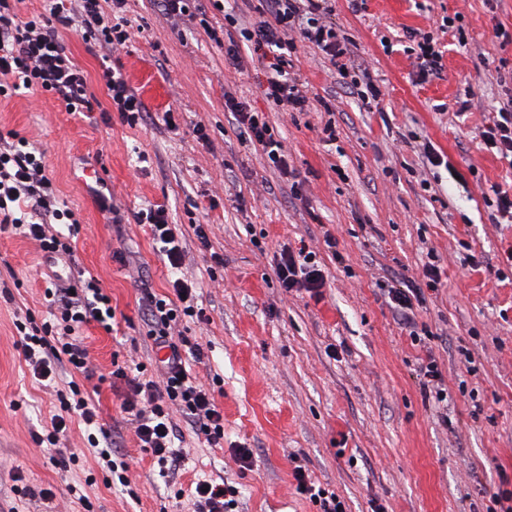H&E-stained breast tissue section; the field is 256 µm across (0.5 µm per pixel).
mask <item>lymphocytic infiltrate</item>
Listing matches in <instances>:
<instances>
[{
	"label": "lymphocytic infiltrate",
	"instance_id": "1",
	"mask_svg": "<svg viewBox=\"0 0 512 512\" xmlns=\"http://www.w3.org/2000/svg\"><path fill=\"white\" fill-rule=\"evenodd\" d=\"M24 0H0V95L9 96L22 90L47 93L72 113L91 112L99 102L90 93L83 71L74 61L62 37L73 31L84 39L97 41L108 50L125 47L136 36L124 15L125 0H112L111 10H104L102 0H49L47 13L21 16ZM262 16L249 25L239 26L234 15H226L229 26L238 27V38L220 36L210 29L212 41L223 46L231 65L240 66L243 51H250L265 76L264 95L268 102L285 112L302 113L309 107L308 89L300 74L292 69L298 43L316 48L338 72L347 88L356 92L363 103H371L381 90L364 72L355 70L347 34L335 23L333 0H264ZM107 96L112 111L121 114L128 125L142 121L146 106L121 71L105 69ZM224 109L231 112L241 140L261 149L270 164L287 173L288 161L281 140L264 112L232 95H225ZM483 150L512 164V96L500 103L491 122L480 132ZM76 221V213L55 200L51 181L45 174L42 154L23 151L10 144L0 145V223L37 242L41 251L73 257L70 237L50 232L51 223ZM138 223L148 225L153 241L160 243L161 254L171 270L181 269L185 260L178 225L169 223L163 206L139 211ZM276 276L285 290L319 295L325 285L324 274L316 254L306 248L281 250L275 267ZM423 285L399 281L388 296L403 314H413L426 300V291L437 290L441 269L435 253H428L423 266ZM172 297L163 299L147 295V321L162 369L161 380L127 377L124 369L114 372L126 379L128 394L123 409L136 422V435L143 450L149 452L160 468L174 465L178 451L174 447L177 425L174 412L188 418L198 434L211 445L224 439V415L214 391L188 371L189 362H202L206 353L200 343L175 335L182 318L198 313V296L194 286L177 277L171 283ZM44 297L53 317L36 322L32 316L16 320L21 335L24 358L33 373L42 378L61 373L69 376L67 389L58 391L60 411L51 418V428L39 436L51 458L60 465L70 464L66 449L60 448V436L72 417L86 425V441L105 472L109 484L129 486L130 463L115 454L110 433L99 420L78 378L90 371L88 351L80 339L82 327L98 322L104 329L112 327V301L95 276L76 269L72 278L46 289Z\"/></svg>",
	"mask_w": 512,
	"mask_h": 512
}]
</instances>
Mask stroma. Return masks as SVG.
I'll return each instance as SVG.
<instances>
[{
    "instance_id": "1",
    "label": "stroma",
    "mask_w": 512,
    "mask_h": 512,
    "mask_svg": "<svg viewBox=\"0 0 512 512\" xmlns=\"http://www.w3.org/2000/svg\"><path fill=\"white\" fill-rule=\"evenodd\" d=\"M337 25L354 42L382 95L362 105L310 44L294 67L309 84V112L278 111L263 95L251 58L224 60L193 21L172 25L157 0H127L142 30L113 53L148 116L129 126L116 112L70 114L46 93L0 96V137L27 139L44 156L57 194L80 217L75 258L93 270L112 299L111 330L84 326L96 375L85 386L112 447L132 460L129 487L107 486L72 420L62 446L78 456L59 468L36 441L59 404L27 366L16 313L49 318L45 278L67 273L64 259L12 231L0 232V512H45L39 499L15 495V481L51 489L54 512H193L198 480L229 483L236 512H319L295 491V466L335 492L346 512H492L495 493L512 492V223L496 224L486 200L512 187V166L479 147V132L512 90V0H336ZM460 29L440 36L439 76L420 81L404 52L409 32L448 16ZM466 44H459V34ZM90 92L105 96L102 49L64 35ZM472 97H464V88ZM265 112L282 138L288 166L303 185L295 199L286 176L245 146L225 94ZM174 111L179 130L162 114ZM336 121L335 141L321 129ZM431 141L449 169L427 164L409 144ZM105 187L119 207L112 223L92 192ZM166 207L180 225L185 263L171 273L137 211ZM211 242L203 250L195 225ZM336 240L328 249L325 235ZM317 254L320 296L288 292L274 272L282 248ZM441 259V286L427 292L420 322L434 337L414 340L382 287L397 277L421 280L427 249ZM224 262L216 264L212 256ZM344 262H337L336 254ZM193 282L203 320L180 330L208 353L198 378L223 380L222 446L209 445L176 416L180 465L159 471L122 409L120 367L154 372V347L141 310L143 289L168 294L172 276ZM469 348L468 372L459 347ZM433 356L448 387V406L425 399L420 359ZM252 451L241 467L237 447Z\"/></svg>"
}]
</instances>
